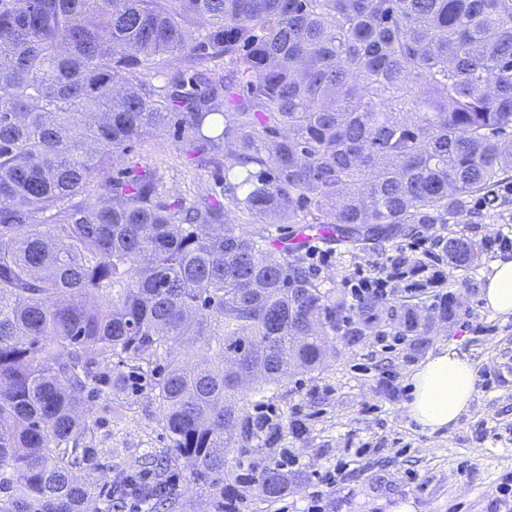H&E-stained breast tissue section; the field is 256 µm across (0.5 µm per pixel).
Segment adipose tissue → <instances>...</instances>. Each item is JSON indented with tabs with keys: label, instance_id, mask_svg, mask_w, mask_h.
<instances>
[{
	"label": "adipose tissue",
	"instance_id": "1",
	"mask_svg": "<svg viewBox=\"0 0 512 512\" xmlns=\"http://www.w3.org/2000/svg\"><path fill=\"white\" fill-rule=\"evenodd\" d=\"M487 310L512 316V260L498 261L482 293ZM475 370L465 352L449 346L424 361L412 377L410 418L433 434L453 429L472 401Z\"/></svg>",
	"mask_w": 512,
	"mask_h": 512
}]
</instances>
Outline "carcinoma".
Segmentation results:
<instances>
[{"instance_id":"carcinoma-1","label":"carcinoma","mask_w":512,"mask_h":512,"mask_svg":"<svg viewBox=\"0 0 512 512\" xmlns=\"http://www.w3.org/2000/svg\"><path fill=\"white\" fill-rule=\"evenodd\" d=\"M219 58L223 77L196 72ZM175 110L186 153L224 168L189 205L152 169L105 175ZM510 178L512 0H0V512H124L136 491L171 512L174 456L218 486L229 448L281 429L238 395L360 338L266 224L379 240ZM471 250L450 240L453 267ZM134 383L169 447L146 481L79 482L86 403ZM248 468L264 497L287 488Z\"/></svg>"}]
</instances>
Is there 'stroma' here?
<instances>
[{"mask_svg":"<svg viewBox=\"0 0 512 512\" xmlns=\"http://www.w3.org/2000/svg\"><path fill=\"white\" fill-rule=\"evenodd\" d=\"M179 129V118H172L164 130L134 143L113 172L130 177L152 168L164 196L192 203L198 188L218 184L223 174L205 164L188 163ZM491 196L483 207L469 203L471 220L421 227L432 239L461 236L473 247L466 267L441 263L446 281L436 293L397 287L392 306H416L427 320L421 345L404 340L390 348L381 346L380 333L399 330L392 306L378 309L366 324L349 307L344 315L353 326L362 327L361 338L352 344L329 336L320 368H292L268 391L265 406L282 421L283 429L259 455L272 464L280 449L291 448L300 466L289 470L285 494L271 500L256 486L238 485L243 469L230 462L223 485L234 488L238 512H304L316 474L326 470L336 482L325 512H390L398 503L412 504L413 512H505L495 497L499 484L512 480V318L503 319L484 307L483 286L496 259L485 253L481 242L500 225H512V195L496 187ZM412 239L409 231L376 241L316 239L311 246L320 251L321 265L314 279L321 289L346 296L345 280L358 262L384 260ZM439 295L452 300L453 313L445 320L432 310ZM451 345L466 352L488 379L476 382L473 401L455 429L430 435L408 414L411 378L429 355ZM112 400L104 394L88 405L98 421L94 454L77 468V476L91 473L100 482L123 478L139 470L145 453L169 445L149 391L135 396L120 419L102 411ZM167 475L175 512H224L223 496L190 476L185 461L171 462Z\"/></svg>","mask_w":512,"mask_h":512,"instance_id":"obj_1","label":"stroma"}]
</instances>
